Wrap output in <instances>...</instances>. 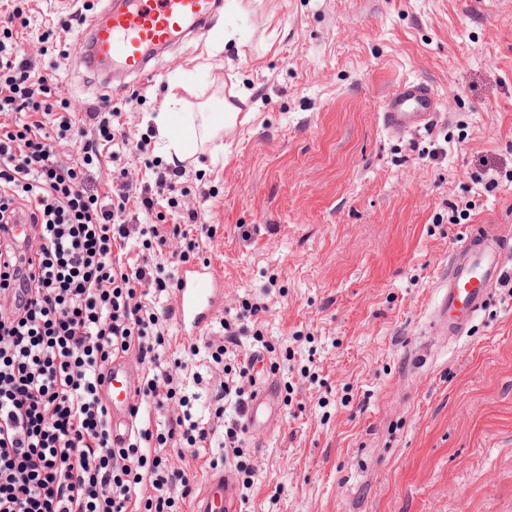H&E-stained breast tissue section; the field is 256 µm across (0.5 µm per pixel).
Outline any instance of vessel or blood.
I'll return each instance as SVG.
<instances>
[{
	"label": "vessel or blood",
	"instance_id": "obj_1",
	"mask_svg": "<svg viewBox=\"0 0 512 512\" xmlns=\"http://www.w3.org/2000/svg\"><path fill=\"white\" fill-rule=\"evenodd\" d=\"M222 5V0H106L103 18L91 20L77 36V62L91 78H102L107 84L115 78L148 84L157 76L156 56L208 31ZM439 108L440 99L429 85L408 80L389 97L382 125L393 134L421 130L430 126ZM494 240V231L483 227L481 241L465 240L451 258L441 300L445 330L462 331L485 304L489 285L501 277L504 263ZM169 307L176 334L185 345L207 339L224 310L223 272L204 263L181 265ZM141 377L130 355L113 358L101 398L109 413L114 447L130 440L131 412L139 403L136 390ZM277 400L275 378L255 389L247 413L254 438H263L272 425ZM238 492L234 471L226 467L212 471L201 484L191 512H239Z\"/></svg>",
	"mask_w": 512,
	"mask_h": 512
}]
</instances>
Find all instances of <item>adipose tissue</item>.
Here are the masks:
<instances>
[{
	"mask_svg": "<svg viewBox=\"0 0 512 512\" xmlns=\"http://www.w3.org/2000/svg\"><path fill=\"white\" fill-rule=\"evenodd\" d=\"M178 87V81H171L170 89L161 103L154 122L168 157L182 160L196 152L199 140L216 137L226 123L236 121L239 110L233 104L228 103L224 106L223 114L201 113L199 121H187L184 129L178 132L174 131L169 117L182 105V100L177 94Z\"/></svg>",
	"mask_w": 512,
	"mask_h": 512,
	"instance_id": "adipose-tissue-1",
	"label": "adipose tissue"
}]
</instances>
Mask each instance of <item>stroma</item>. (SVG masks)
Here are the masks:
<instances>
[{
	"mask_svg": "<svg viewBox=\"0 0 512 512\" xmlns=\"http://www.w3.org/2000/svg\"><path fill=\"white\" fill-rule=\"evenodd\" d=\"M184 42L122 114L138 141L172 79L183 113L246 92L245 123L187 160L206 196L200 258L224 273V306H259L284 387L246 512H512V0H240ZM100 0H28L27 48L91 109L132 87L89 83L74 33ZM432 85L431 127L381 122L402 81ZM503 226L508 274L458 336L434 334L453 251Z\"/></svg>",
	"mask_w": 512,
	"mask_h": 512,
	"instance_id": "1",
	"label": "stroma"
}]
</instances>
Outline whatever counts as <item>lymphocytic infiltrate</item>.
<instances>
[{"instance_id": "lymphocytic-infiltrate-1", "label": "lymphocytic infiltrate", "mask_w": 512, "mask_h": 512, "mask_svg": "<svg viewBox=\"0 0 512 512\" xmlns=\"http://www.w3.org/2000/svg\"><path fill=\"white\" fill-rule=\"evenodd\" d=\"M0 31V512H184L193 488L169 447L202 448L223 428L243 487L255 465L242 450L248 388L255 359L235 350L236 336L258 306L242 303L224 320L225 340L190 346L207 351L225 376L212 396L209 423L194 420L191 399L178 376L185 361L165 359L168 346L160 305L175 277L164 264H132L127 251L168 250L176 262L196 256L214 228L205 211L182 201L179 169L150 157L147 139L131 142L115 125L120 108L85 115L100 139L60 163L53 134L30 112L55 113L59 132L74 130L71 105L13 36ZM113 154L135 151L153 180L134 187L120 173L117 191L99 195L90 170L99 142ZM29 204L26 251L16 254L11 225ZM175 217L167 231L156 222ZM135 354L144 370L142 401L172 408L162 424L139 422L125 448H113L100 397L105 379L97 365Z\"/></svg>"}]
</instances>
